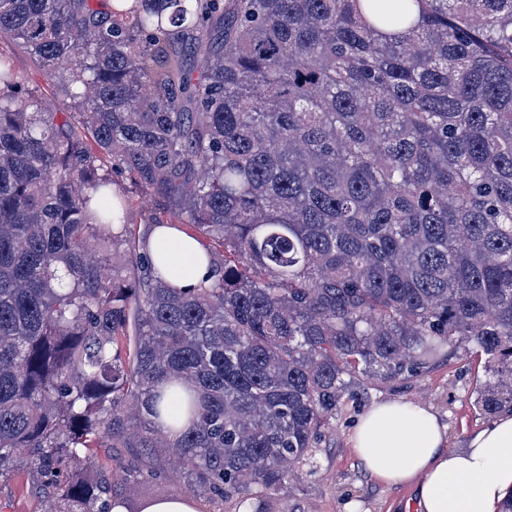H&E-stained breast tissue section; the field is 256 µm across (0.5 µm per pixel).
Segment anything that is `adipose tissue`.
<instances>
[{"instance_id": "1", "label": "adipose tissue", "mask_w": 512, "mask_h": 512, "mask_svg": "<svg viewBox=\"0 0 512 512\" xmlns=\"http://www.w3.org/2000/svg\"><path fill=\"white\" fill-rule=\"evenodd\" d=\"M149 253L166 258L179 288L212 277L205 249L179 227L156 228ZM446 437L431 409L387 401L361 416L350 444L375 480L413 486L418 512H502L512 496V414L497 416L463 449H446Z\"/></svg>"}]
</instances>
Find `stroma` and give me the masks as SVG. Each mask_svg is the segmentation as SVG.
<instances>
[{
	"label": "stroma",
	"instance_id": "35a3bbf8",
	"mask_svg": "<svg viewBox=\"0 0 512 512\" xmlns=\"http://www.w3.org/2000/svg\"><path fill=\"white\" fill-rule=\"evenodd\" d=\"M0 52L8 54L34 100L58 112L69 111L68 100L46 74L7 42ZM482 362L474 351L455 350L453 356H440L414 377L390 383L365 379L355 396L346 400L332 421V435L316 454L313 474L285 484L276 494L280 512H346L345 504L356 501L358 512H406L415 496L410 486L378 483L360 466L349 434L356 419L373 403L408 401L423 404L437 413L448 427L447 447L457 450L486 425L487 420L472 406L471 393L477 381L485 380ZM43 491L14 479L0 483V512H44Z\"/></svg>",
	"mask_w": 512,
	"mask_h": 512
}]
</instances>
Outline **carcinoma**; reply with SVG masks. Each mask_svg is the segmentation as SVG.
Instances as JSON below:
<instances>
[{
	"label": "carcinoma",
	"mask_w": 512,
	"mask_h": 512,
	"mask_svg": "<svg viewBox=\"0 0 512 512\" xmlns=\"http://www.w3.org/2000/svg\"><path fill=\"white\" fill-rule=\"evenodd\" d=\"M0 39L75 108L0 55V479L145 512L87 477L141 448L132 479L276 512L360 378L461 346L512 412V0H0ZM109 164L217 245L208 284ZM0 52L11 56L14 66L23 79L26 91L34 100L57 112H70L69 101L24 53L8 42H0ZM116 180L120 181V183L126 187L128 190V195L130 197V205L128 210V219H127V227H128V233H132L133 235H142L147 231V223L144 220L143 213L141 211V192L136 189L134 184L126 180L124 178L123 181H121V177H115ZM149 253L154 261L162 254L172 270V281L182 289L198 288L212 277L206 251L200 242L180 227H158L149 240Z\"/></svg>",
	"instance_id": "obj_1"
}]
</instances>
